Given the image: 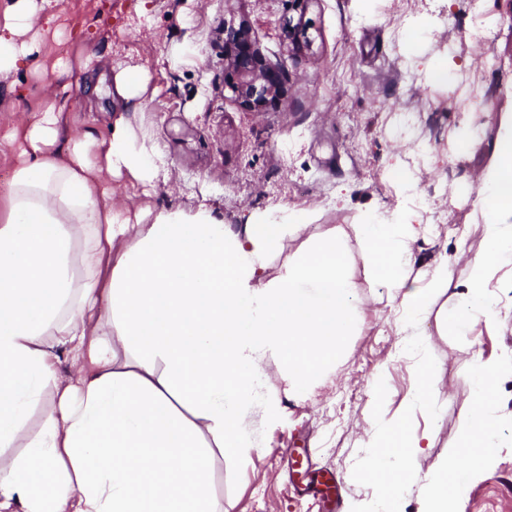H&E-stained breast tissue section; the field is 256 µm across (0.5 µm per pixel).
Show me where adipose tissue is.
<instances>
[{
	"label": "adipose tissue",
	"mask_w": 512,
	"mask_h": 512,
	"mask_svg": "<svg viewBox=\"0 0 512 512\" xmlns=\"http://www.w3.org/2000/svg\"><path fill=\"white\" fill-rule=\"evenodd\" d=\"M49 0H11L0 26V78L19 70ZM58 96L46 91L38 118L21 129L25 148L0 216V512H224L217 461L259 445L261 425L280 417L263 397L275 364L286 397L313 393L354 327L355 285L344 234L304 237L308 219L261 216L236 232L208 209L146 208L131 223L107 182L157 179L156 146L116 119L109 136L61 140ZM497 133L478 188L484 249L465 291L437 328L491 324L497 294L512 287V112ZM420 216L405 207L357 225L369 278L387 288L420 329L448 286L447 261L427 283L408 269ZM302 245L270 275L288 239ZM81 362L63 381L62 352ZM512 375V351L475 359L476 406L449 458L468 456L470 475L501 448L495 387ZM53 406L38 432L29 414L45 392ZM260 423H253L254 411ZM363 470L376 485L364 512H399L431 432L411 435L405 417H375ZM464 485L447 461L422 484L419 512H455Z\"/></svg>",
	"instance_id": "1"
}]
</instances>
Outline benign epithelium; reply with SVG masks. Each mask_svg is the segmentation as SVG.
I'll return each mask as SVG.
<instances>
[{"label":"benign epithelium","instance_id":"benign-epithelium-1","mask_svg":"<svg viewBox=\"0 0 512 512\" xmlns=\"http://www.w3.org/2000/svg\"><path fill=\"white\" fill-rule=\"evenodd\" d=\"M290 2L296 16L288 19V48L295 54H302L313 44L305 21L307 4L311 0ZM224 83L234 92L239 103L253 112L264 111L282 97V75L266 66L243 25H224Z\"/></svg>","mask_w":512,"mask_h":512}]
</instances>
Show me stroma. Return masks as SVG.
Here are the masks:
<instances>
[{"label": "stroma", "instance_id": "35a3bbf8", "mask_svg": "<svg viewBox=\"0 0 512 512\" xmlns=\"http://www.w3.org/2000/svg\"><path fill=\"white\" fill-rule=\"evenodd\" d=\"M288 0H51L33 65L0 79V203L18 163L7 134L34 121L46 83L60 87L65 131L106 137L114 115L157 146L155 186L122 175L112 180L119 205H206L231 229L282 210L309 216L307 233L348 234L350 273L359 320L335 370L308 399H288L276 365L266 369L267 396L279 398L276 424L261 428V445L217 464L215 491L224 512H320L294 492L292 448L310 449L313 476L335 475L341 512H355L376 489L363 469L376 427L373 411L398 415L430 367L437 422L414 413L409 431L433 428L416 464L404 512H418L420 477L460 434L474 407L467 346L482 359L512 350V291L499 296L501 321H475L439 335L427 318L425 351L407 354L400 313L388 291L368 280L352 234L369 213L388 215L404 192L392 169L409 175L425 232L414 246L413 275L427 276L447 257L452 277L438 306L453 308L464 290L467 261L483 249L477 189L496 134V117L512 112V0H310L305 20L310 51L288 50ZM245 24L264 62L285 75L282 104L242 108L224 84V26ZM451 56L448 84L430 83L427 63ZM146 77L143 93L124 99L119 73ZM100 80L89 91L88 78ZM477 133L467 153L456 143L466 126ZM384 397L372 408L375 385ZM500 439L497 464L468 477L469 459L453 462L465 481L458 512H512V376L496 387Z\"/></svg>", "mask_w": 512, "mask_h": 512}]
</instances>
